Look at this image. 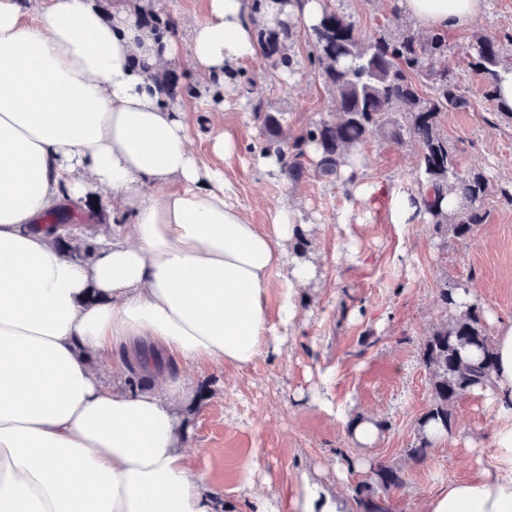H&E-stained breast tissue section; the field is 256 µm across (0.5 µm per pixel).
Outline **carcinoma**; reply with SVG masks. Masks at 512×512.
<instances>
[{"instance_id": "carcinoma-1", "label": "carcinoma", "mask_w": 512, "mask_h": 512, "mask_svg": "<svg viewBox=\"0 0 512 512\" xmlns=\"http://www.w3.org/2000/svg\"><path fill=\"white\" fill-rule=\"evenodd\" d=\"M299 34L291 16L275 18L260 29L259 49L292 74L296 61L289 50ZM469 53L470 68L487 88V101L500 116L512 120V106L499 93L504 68L498 43L480 36ZM308 61L336 100L341 120L316 122L288 144L283 142L281 113L258 111L262 150L278 154L283 170L296 179L305 172L308 147L313 145L319 154L318 173L337 177L371 136L381 133L397 143L408 139L418 150L420 177L453 205L446 212L429 211L433 229L460 238L472 235L484 222L488 178L482 172L459 175L453 147L440 131L442 112L468 105L458 80L448 71L447 33L433 31L420 37L405 30L363 42L348 17L326 4L312 28ZM42 221L50 229L70 224L71 217L56 208ZM458 291L446 281L438 285L448 318L425 339L421 350L430 373L431 402L418 420L416 441L404 449L409 461L421 462L431 453L439 433L452 428L455 401L465 393L484 391L494 369L493 338L483 312L474 303L460 302ZM403 484L400 467L379 462L367 480L355 485L354 500L361 512H387L383 496Z\"/></svg>"}]
</instances>
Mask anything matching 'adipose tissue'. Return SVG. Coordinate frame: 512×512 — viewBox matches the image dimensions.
Listing matches in <instances>:
<instances>
[{
  "instance_id": "obj_1",
  "label": "adipose tissue",
  "mask_w": 512,
  "mask_h": 512,
  "mask_svg": "<svg viewBox=\"0 0 512 512\" xmlns=\"http://www.w3.org/2000/svg\"><path fill=\"white\" fill-rule=\"evenodd\" d=\"M398 6L428 32L470 25L486 0ZM255 53L245 0H209L186 45L142 27L128 0L108 16L96 0H0V512H235L191 467L176 368L242 371L280 354L317 272L287 251L296 212L251 224L154 77L183 56L224 75ZM92 187L111 193L115 219L111 242L82 262L37 222ZM447 205L397 193L390 220ZM274 274L284 288L272 313ZM494 342L489 392L512 415V321ZM116 353L139 385L101 384L89 358ZM288 509L342 512L306 474ZM425 512H512V428Z\"/></svg>"
}]
</instances>
